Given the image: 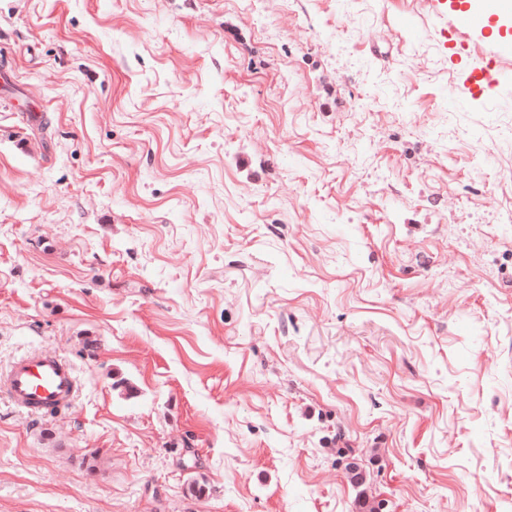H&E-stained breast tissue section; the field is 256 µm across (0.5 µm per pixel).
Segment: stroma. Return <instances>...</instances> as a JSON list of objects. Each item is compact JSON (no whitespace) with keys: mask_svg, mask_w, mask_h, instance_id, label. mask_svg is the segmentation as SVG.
Segmentation results:
<instances>
[{"mask_svg":"<svg viewBox=\"0 0 512 512\" xmlns=\"http://www.w3.org/2000/svg\"><path fill=\"white\" fill-rule=\"evenodd\" d=\"M454 7L0 0V366L81 384L0 398V512L512 501V29ZM74 369L52 353H30L15 359L0 372V392L19 411L37 415L69 405L76 397Z\"/></svg>","mask_w":512,"mask_h":512,"instance_id":"35a3bbf8","label":"stroma"}]
</instances>
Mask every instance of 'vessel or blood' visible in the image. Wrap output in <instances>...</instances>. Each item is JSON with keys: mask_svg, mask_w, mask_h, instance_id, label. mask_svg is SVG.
<instances>
[{"mask_svg": "<svg viewBox=\"0 0 512 512\" xmlns=\"http://www.w3.org/2000/svg\"><path fill=\"white\" fill-rule=\"evenodd\" d=\"M74 369L52 353H30L0 372V392L19 411L37 415L61 409L76 397Z\"/></svg>", "mask_w": 512, "mask_h": 512, "instance_id": "b4317fda", "label": "vessel or blood"}]
</instances>
